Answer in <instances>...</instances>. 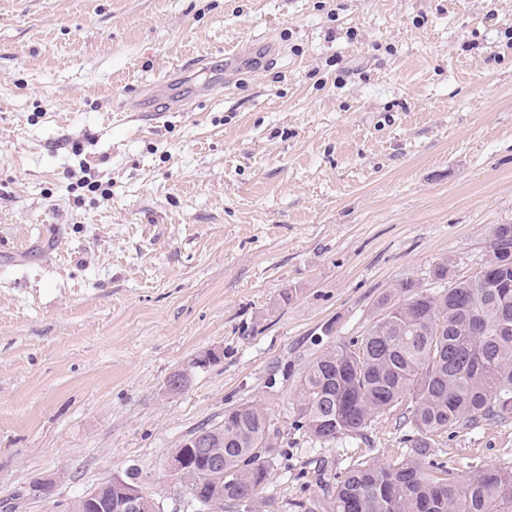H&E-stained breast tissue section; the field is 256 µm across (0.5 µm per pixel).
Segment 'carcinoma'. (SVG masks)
<instances>
[{
    "label": "carcinoma",
    "mask_w": 512,
    "mask_h": 512,
    "mask_svg": "<svg viewBox=\"0 0 512 512\" xmlns=\"http://www.w3.org/2000/svg\"><path fill=\"white\" fill-rule=\"evenodd\" d=\"M360 337L324 351L302 373L296 427L311 441L357 436L408 402L406 455L393 464L361 463L342 476L319 474L326 496L304 512H512V469L474 468L456 477L434 460L435 437L512 413V224L493 231V259L441 295L413 292ZM180 483L207 501L271 506L267 490L280 432L253 404L195 430ZM224 467L215 470L209 460Z\"/></svg>",
    "instance_id": "cac0c4a2"
}]
</instances>
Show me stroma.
I'll return each instance as SVG.
<instances>
[{
  "label": "stroma",
  "instance_id": "stroma-1",
  "mask_svg": "<svg viewBox=\"0 0 512 512\" xmlns=\"http://www.w3.org/2000/svg\"><path fill=\"white\" fill-rule=\"evenodd\" d=\"M266 33L274 67L217 86L198 65ZM164 82L193 104L137 111ZM498 224L512 0H0V512L131 472L190 512L171 456L245 402L281 431L273 512L322 499L320 469L399 460L396 411L324 445L295 430L299 378L400 283L441 291L438 259L474 275ZM435 452L511 469L512 416Z\"/></svg>",
  "mask_w": 512,
  "mask_h": 512
}]
</instances>
